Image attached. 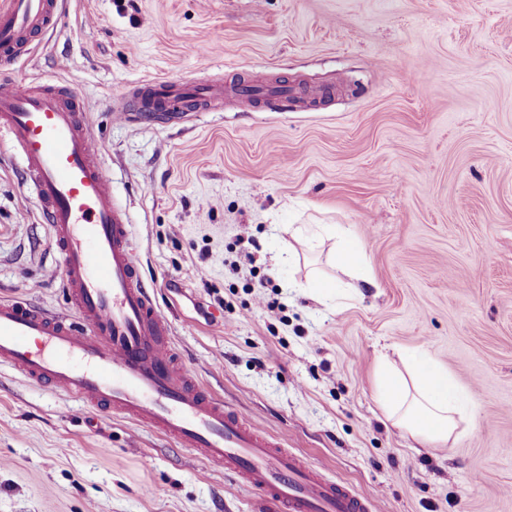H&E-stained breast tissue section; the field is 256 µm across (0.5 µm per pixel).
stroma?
Here are the masks:
<instances>
[{
  "instance_id": "obj_1",
  "label": "stroma",
  "mask_w": 512,
  "mask_h": 512,
  "mask_svg": "<svg viewBox=\"0 0 512 512\" xmlns=\"http://www.w3.org/2000/svg\"><path fill=\"white\" fill-rule=\"evenodd\" d=\"M79 94L179 361L382 512H512V0H60L14 68ZM326 88L125 121L152 79ZM358 242L366 279L327 263ZM346 297L303 290L311 272ZM264 306H257L256 295ZM67 309L49 228L0 144V297ZM423 350L475 395L424 446L374 398ZM0 512H273L120 415L0 368Z\"/></svg>"
}]
</instances>
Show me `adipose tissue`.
I'll list each match as a JSON object with an SVG mask.
<instances>
[{"label":"adipose tissue","instance_id":"adipose-tissue-1","mask_svg":"<svg viewBox=\"0 0 512 512\" xmlns=\"http://www.w3.org/2000/svg\"><path fill=\"white\" fill-rule=\"evenodd\" d=\"M402 362L398 368L386 360L378 368L376 398L381 407L420 444L458 438L469 418L471 394L425 353L403 356Z\"/></svg>","mask_w":512,"mask_h":512}]
</instances>
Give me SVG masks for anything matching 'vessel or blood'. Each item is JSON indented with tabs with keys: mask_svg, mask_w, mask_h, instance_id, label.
<instances>
[{
	"mask_svg": "<svg viewBox=\"0 0 512 512\" xmlns=\"http://www.w3.org/2000/svg\"><path fill=\"white\" fill-rule=\"evenodd\" d=\"M54 0H0V64L17 62L32 36L57 23ZM240 110L256 108L248 81L231 88ZM223 85L151 80L136 86L137 109L171 102L207 111ZM0 140L17 152L60 258L68 311L0 299V366L31 386L65 393L195 449L281 512H379L260 433L176 368L169 319L145 281L128 215L115 201L80 98L71 86L39 90L0 76Z\"/></svg>",
	"mask_w": 512,
	"mask_h": 512,
	"instance_id": "obj_1",
	"label": "vessel or blood"
}]
</instances>
